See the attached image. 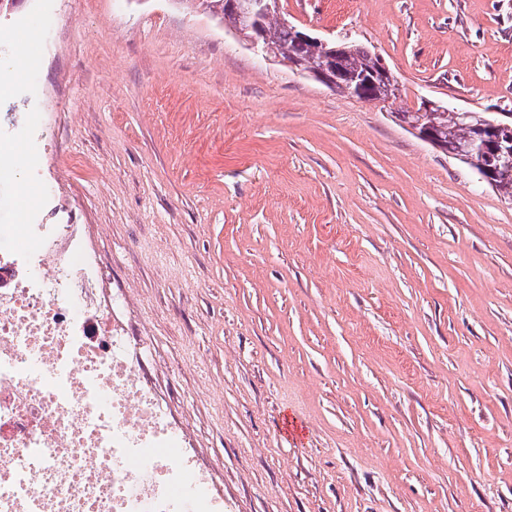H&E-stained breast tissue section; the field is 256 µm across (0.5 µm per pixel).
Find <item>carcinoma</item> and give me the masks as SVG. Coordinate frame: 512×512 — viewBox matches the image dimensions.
Listing matches in <instances>:
<instances>
[{
  "label": "carcinoma",
  "instance_id": "carcinoma-1",
  "mask_svg": "<svg viewBox=\"0 0 512 512\" xmlns=\"http://www.w3.org/2000/svg\"><path fill=\"white\" fill-rule=\"evenodd\" d=\"M228 0H179V3L190 5L218 18L225 26L232 25V19L227 17L226 3ZM260 49L281 59L290 65H299L306 60V53L298 41L296 25L288 23V19L280 17L275 11L261 22ZM344 51L340 55L336 70L338 83L350 88V81L357 79L360 89L352 94L364 98L378 106L385 104L391 90L397 88V80L392 78L390 70H379L380 57L352 42H341ZM400 123L421 132L433 129L449 146L468 144L478 145L490 140V134L479 122L481 116L473 112L464 118L462 113L438 105L430 112L419 114L417 111L400 110L392 113Z\"/></svg>",
  "mask_w": 512,
  "mask_h": 512
}]
</instances>
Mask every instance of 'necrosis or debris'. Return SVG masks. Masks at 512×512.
<instances>
[{
    "mask_svg": "<svg viewBox=\"0 0 512 512\" xmlns=\"http://www.w3.org/2000/svg\"><path fill=\"white\" fill-rule=\"evenodd\" d=\"M109 286L79 225H0V512H224Z\"/></svg>",
    "mask_w": 512,
    "mask_h": 512,
    "instance_id": "necrosis-or-debris-1",
    "label": "necrosis or debris"
}]
</instances>
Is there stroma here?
<instances>
[{
  "label": "stroma",
  "mask_w": 512,
  "mask_h": 512,
  "mask_svg": "<svg viewBox=\"0 0 512 512\" xmlns=\"http://www.w3.org/2000/svg\"><path fill=\"white\" fill-rule=\"evenodd\" d=\"M512 113V0H279ZM1 224H81L224 512H512V203L174 0L0 15Z\"/></svg>",
  "instance_id": "obj_1"
}]
</instances>
